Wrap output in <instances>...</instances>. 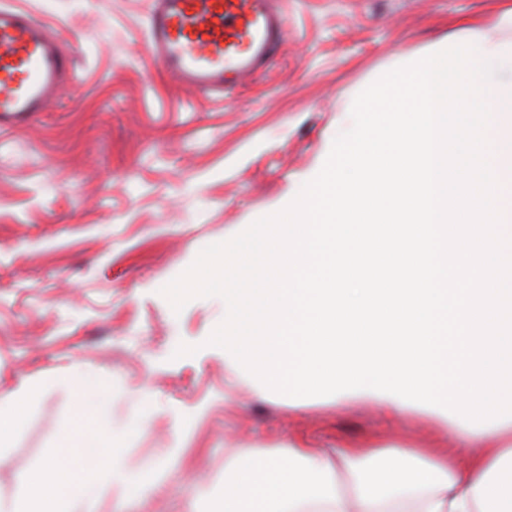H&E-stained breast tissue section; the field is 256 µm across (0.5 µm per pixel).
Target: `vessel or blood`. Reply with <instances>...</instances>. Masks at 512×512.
Instances as JSON below:
<instances>
[{"instance_id": "b4317fda", "label": "vessel or blood", "mask_w": 512, "mask_h": 512, "mask_svg": "<svg viewBox=\"0 0 512 512\" xmlns=\"http://www.w3.org/2000/svg\"><path fill=\"white\" fill-rule=\"evenodd\" d=\"M287 28L278 0H152L148 51L187 88L221 95L267 63ZM71 68L42 23L0 6V131L46 111Z\"/></svg>"}]
</instances>
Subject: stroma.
Masks as SVG:
<instances>
[{
  "label": "stroma",
  "instance_id": "obj_1",
  "mask_svg": "<svg viewBox=\"0 0 512 512\" xmlns=\"http://www.w3.org/2000/svg\"><path fill=\"white\" fill-rule=\"evenodd\" d=\"M11 2L46 23L73 79L31 125L0 137V390L31 395L25 426L0 447V498L81 422L80 397L53 384L76 369L110 392L93 434L120 438L128 476L152 477L140 503L105 491L90 512H209L235 448L291 440L467 455L465 427L392 420L358 398L298 410L280 394L226 391L223 354L200 346L223 299L177 314L161 290L204 247L283 209L367 86L493 24L512 0H282L284 43L221 97L150 62L151 0ZM181 343L197 353L173 358Z\"/></svg>",
  "mask_w": 512,
  "mask_h": 512
}]
</instances>
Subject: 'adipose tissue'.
I'll list each match as a JSON object with an SVG mask.
<instances>
[{
    "label": "adipose tissue",
    "instance_id": "adipose-tissue-1",
    "mask_svg": "<svg viewBox=\"0 0 512 512\" xmlns=\"http://www.w3.org/2000/svg\"><path fill=\"white\" fill-rule=\"evenodd\" d=\"M512 10L494 24L473 27L495 69L512 76ZM492 128L504 152L495 162L500 176L512 175V83H493L488 96ZM58 386L75 390L85 414L108 401L96 376L69 372ZM25 389L0 391V444L24 425ZM466 461L433 452L340 448L327 454L284 442L275 454L241 450L224 464V492L211 512H512V421L473 433ZM57 458L32 473L17 500L0 502V512H82L103 477L129 501L142 500L148 487L127 478L115 445L96 446L88 430H63Z\"/></svg>",
    "mask_w": 512,
    "mask_h": 512
}]
</instances>
